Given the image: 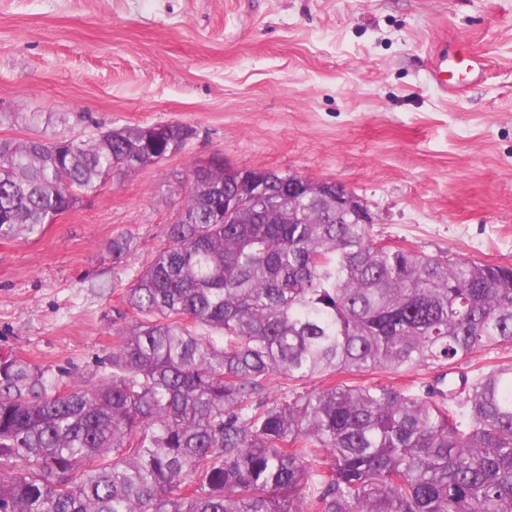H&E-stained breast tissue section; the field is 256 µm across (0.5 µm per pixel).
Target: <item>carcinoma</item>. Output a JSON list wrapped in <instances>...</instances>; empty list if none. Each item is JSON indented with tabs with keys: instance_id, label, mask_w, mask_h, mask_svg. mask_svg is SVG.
Instances as JSON below:
<instances>
[{
	"instance_id": "carcinoma-1",
	"label": "carcinoma",
	"mask_w": 512,
	"mask_h": 512,
	"mask_svg": "<svg viewBox=\"0 0 512 512\" xmlns=\"http://www.w3.org/2000/svg\"><path fill=\"white\" fill-rule=\"evenodd\" d=\"M195 135L127 125L0 139V239ZM235 169H193L180 221L113 310L98 382L0 353V512H512V365L450 397L283 379L467 362L512 345V267L377 243L273 183L224 222ZM124 236L110 253L122 262ZM325 381L327 380H325L324 377H314L304 380H283L282 384L274 386L263 393L262 398L268 401L278 400L285 396L288 397V394L294 391L303 392L312 388H318L323 385Z\"/></svg>"
}]
</instances>
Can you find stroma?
Wrapping results in <instances>:
<instances>
[{
	"label": "stroma",
	"mask_w": 512,
	"mask_h": 512,
	"mask_svg": "<svg viewBox=\"0 0 512 512\" xmlns=\"http://www.w3.org/2000/svg\"><path fill=\"white\" fill-rule=\"evenodd\" d=\"M440 48L487 60L463 98L429 76ZM161 122L196 134L0 240V352L99 376L113 309L215 156L340 182L374 241L512 266V0H0V139ZM441 374L354 381L422 392Z\"/></svg>",
	"instance_id": "1"
}]
</instances>
